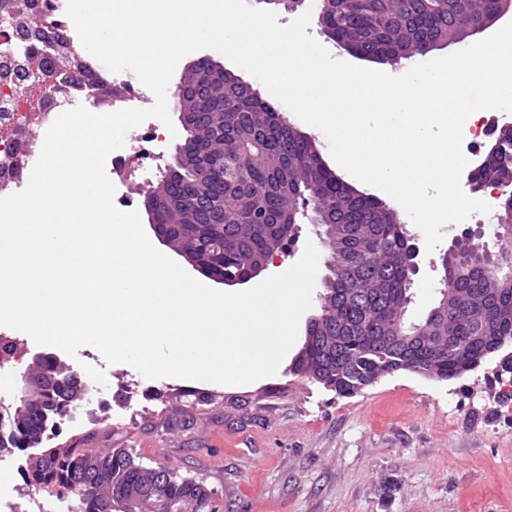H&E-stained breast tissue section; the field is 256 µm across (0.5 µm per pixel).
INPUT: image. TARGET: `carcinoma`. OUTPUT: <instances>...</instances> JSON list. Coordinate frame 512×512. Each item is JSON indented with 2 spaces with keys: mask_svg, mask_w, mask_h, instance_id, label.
Instances as JSON below:
<instances>
[{
  "mask_svg": "<svg viewBox=\"0 0 512 512\" xmlns=\"http://www.w3.org/2000/svg\"><path fill=\"white\" fill-rule=\"evenodd\" d=\"M316 2L318 23L330 39L365 58L391 61L423 56L431 43L461 42L467 26L484 22L502 7L500 0ZM178 106L193 116L188 158L180 174L153 187L159 222L175 225L172 243L177 247L201 241L209 245L205 254L224 263V275L237 276L251 260L284 248L305 219L348 231L329 244L341 271L324 286L321 314L293 374L339 397H352L370 387L379 372L392 376L421 369L441 380L459 379L477 369L485 361L482 354L498 341L512 344V320L497 323L489 342L479 332L497 308L512 309V257L495 271L481 272L467 264L472 247L459 241L455 273L443 285L465 292L469 320L445 310L438 316L429 312L418 324H400L410 237L394 209L332 173L313 139L229 71L222 80L203 69L187 74ZM495 140L502 141L497 156L468 176L477 184L503 185L499 212L505 216L512 214V126L501 127ZM199 188L211 206L186 203ZM398 330L417 337L408 344L388 341ZM323 336L338 339L329 355L322 353ZM70 409L55 389L43 393L26 413L18 404L1 409L8 430L0 450L39 446L48 422ZM153 475L161 485L142 502L140 512H154L153 501L160 499L179 503L187 512L214 510L202 485L166 467L149 471L126 448L45 451L30 458L27 480L36 490L76 492L79 512H116L121 489Z\"/></svg>",
  "mask_w": 512,
  "mask_h": 512,
  "instance_id": "1",
  "label": "carcinoma"
}]
</instances>
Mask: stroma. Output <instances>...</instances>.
Returning a JSON list of instances; mask_svg holds the SVG:
<instances>
[{"label": "stroma", "mask_w": 512, "mask_h": 512, "mask_svg": "<svg viewBox=\"0 0 512 512\" xmlns=\"http://www.w3.org/2000/svg\"><path fill=\"white\" fill-rule=\"evenodd\" d=\"M185 138L177 129L162 157L115 168L114 183L127 192L133 210L143 211ZM492 224L479 213L466 225L444 226L431 252L422 233L408 225L418 251L409 321L423 320L437 304L441 258L452 239L463 228H478L481 244L496 250ZM309 241L322 261L314 289L319 295L330 253L316 225H298L279 266L295 264ZM306 334L299 329L275 375L225 386L148 379L129 364L107 363L95 347L71 356L0 326V335L22 341V365L54 355L87 385L112 384L105 405L83 402L84 424L45 434L42 449H130L143 465L170 468L213 490L217 512H512V417L501 411L494 361L460 381L404 372L340 398L289 374Z\"/></svg>", "instance_id": "1"}]
</instances>
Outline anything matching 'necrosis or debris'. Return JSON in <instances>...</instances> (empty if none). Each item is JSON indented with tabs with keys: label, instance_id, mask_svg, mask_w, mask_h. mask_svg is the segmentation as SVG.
<instances>
[{
	"label": "necrosis or debris",
	"instance_id": "1",
	"mask_svg": "<svg viewBox=\"0 0 512 512\" xmlns=\"http://www.w3.org/2000/svg\"><path fill=\"white\" fill-rule=\"evenodd\" d=\"M33 24L49 32L53 40L75 48L71 36V20L62 0H34L29 11ZM30 74L39 88L63 87L55 97H42L39 105H31L18 93L17 73ZM102 84L94 64L79 60L76 74L56 70L53 62L26 63L0 53V198L22 191L19 171L21 157L30 155L27 134L31 127L49 129L57 117L82 95L95 92Z\"/></svg>",
	"mask_w": 512,
	"mask_h": 512
}]
</instances>
